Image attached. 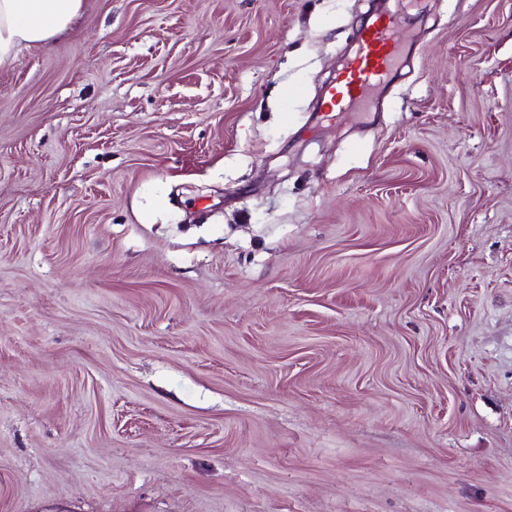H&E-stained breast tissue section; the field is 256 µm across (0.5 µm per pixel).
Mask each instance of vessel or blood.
Segmentation results:
<instances>
[{"instance_id":"obj_1","label":"vessel or blood","mask_w":512,"mask_h":512,"mask_svg":"<svg viewBox=\"0 0 512 512\" xmlns=\"http://www.w3.org/2000/svg\"><path fill=\"white\" fill-rule=\"evenodd\" d=\"M397 28V19L385 14L360 31L354 55L325 91L327 112H342L363 102L383 82L402 54Z\"/></svg>"}]
</instances>
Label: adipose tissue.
I'll list each match as a JSON object with an SVG mask.
<instances>
[{"mask_svg":"<svg viewBox=\"0 0 512 512\" xmlns=\"http://www.w3.org/2000/svg\"><path fill=\"white\" fill-rule=\"evenodd\" d=\"M82 8L83 0H0V68L11 66L21 48L65 36Z\"/></svg>","mask_w":512,"mask_h":512,"instance_id":"ef3b65f1","label":"adipose tissue"}]
</instances>
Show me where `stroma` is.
Masks as SVG:
<instances>
[{"label": "stroma", "mask_w": 512, "mask_h": 512, "mask_svg": "<svg viewBox=\"0 0 512 512\" xmlns=\"http://www.w3.org/2000/svg\"><path fill=\"white\" fill-rule=\"evenodd\" d=\"M84 0L0 69V512H512V0ZM398 27V20L385 14L377 16L360 31L354 55L346 61L336 83L324 92L325 112L348 110L363 102L383 82L402 54Z\"/></svg>", "instance_id": "obj_1"}]
</instances>
